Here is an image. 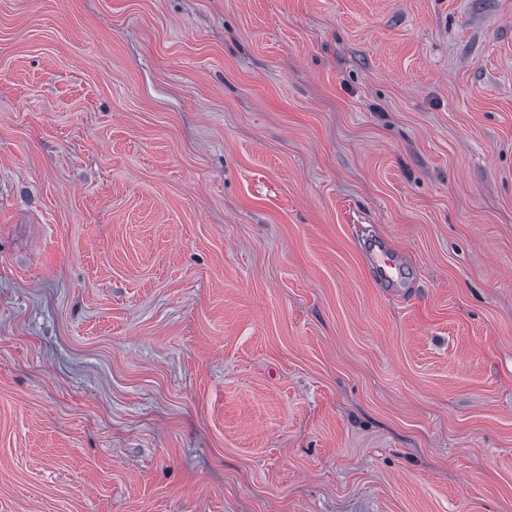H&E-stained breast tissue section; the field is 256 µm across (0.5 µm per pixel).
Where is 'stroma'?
I'll return each instance as SVG.
<instances>
[{
  "instance_id": "stroma-1",
  "label": "stroma",
  "mask_w": 512,
  "mask_h": 512,
  "mask_svg": "<svg viewBox=\"0 0 512 512\" xmlns=\"http://www.w3.org/2000/svg\"><path fill=\"white\" fill-rule=\"evenodd\" d=\"M0 512H512V0H0ZM364 256L372 269L376 280L389 286L392 280V260L390 258L392 247L385 240L364 243L362 247Z\"/></svg>"
}]
</instances>
